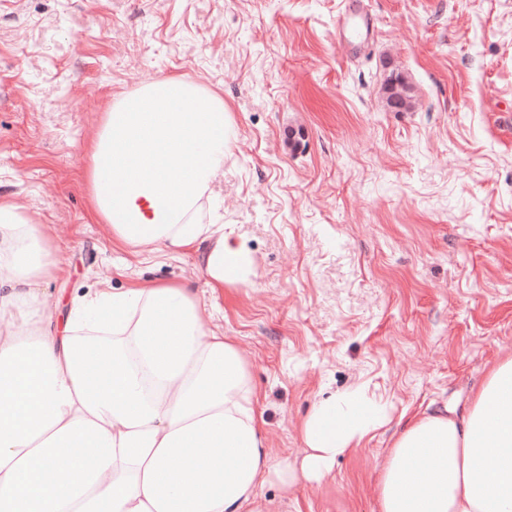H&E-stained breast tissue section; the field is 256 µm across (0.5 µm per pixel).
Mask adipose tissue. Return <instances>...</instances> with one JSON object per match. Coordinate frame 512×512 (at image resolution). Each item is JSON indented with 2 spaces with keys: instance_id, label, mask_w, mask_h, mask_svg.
<instances>
[{
  "instance_id": "obj_1",
  "label": "adipose tissue",
  "mask_w": 512,
  "mask_h": 512,
  "mask_svg": "<svg viewBox=\"0 0 512 512\" xmlns=\"http://www.w3.org/2000/svg\"><path fill=\"white\" fill-rule=\"evenodd\" d=\"M226 120L217 94L157 79L105 114L90 155L92 214L113 240L201 252L215 290L252 274L223 225L196 221ZM59 270L40 228L0 201V512H280L260 496L268 478L320 482L388 420L358 389L314 401L294 459L273 461L250 362L193 286L99 288L59 328L39 302ZM375 492L379 512H512V356L464 411L413 418Z\"/></svg>"
}]
</instances>
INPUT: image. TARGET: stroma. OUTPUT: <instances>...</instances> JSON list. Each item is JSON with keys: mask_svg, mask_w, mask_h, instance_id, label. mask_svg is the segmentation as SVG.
Wrapping results in <instances>:
<instances>
[{"mask_svg": "<svg viewBox=\"0 0 512 512\" xmlns=\"http://www.w3.org/2000/svg\"><path fill=\"white\" fill-rule=\"evenodd\" d=\"M0 0V201L62 260L63 323L100 285L192 280L251 362L272 460L314 400L356 389L387 425L321 484L266 482L300 512H376L374 481L416 413L463 404L512 354V0ZM415 109L390 111L388 69ZM176 77L224 100V173L200 222L255 278L207 288L201 256L133 254L89 213L103 114Z\"/></svg>", "mask_w": 512, "mask_h": 512, "instance_id": "stroma-1", "label": "stroma"}]
</instances>
